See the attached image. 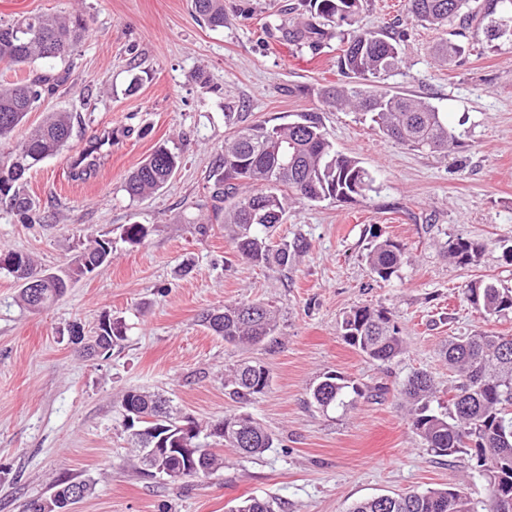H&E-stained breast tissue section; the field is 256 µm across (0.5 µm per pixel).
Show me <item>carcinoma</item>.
<instances>
[{
	"instance_id": "obj_1",
	"label": "carcinoma",
	"mask_w": 512,
	"mask_h": 512,
	"mask_svg": "<svg viewBox=\"0 0 512 512\" xmlns=\"http://www.w3.org/2000/svg\"><path fill=\"white\" fill-rule=\"evenodd\" d=\"M306 14L286 18L277 26L283 40L319 52L332 38L340 41L337 66L349 82L319 91L327 110L347 108L369 118L373 129L383 136L416 150L446 153L458 146L460 135L448 127L442 113L416 95L391 94L374 85L377 80L401 69L400 34L387 28L362 29L355 26L363 0H302ZM470 0H407L409 19L433 28L456 18L470 20ZM195 12L211 27L224 26V0H192ZM500 15L486 28L491 40L502 38L512 15V0H488L485 16ZM348 29H343V26ZM85 32L81 16L30 14L0 24V63L31 68L32 76L22 83L0 85V142L41 102L43 95L64 84L70 76L69 61ZM463 46L448 40L436 45L434 55L452 64ZM47 62L64 64L61 71H40ZM72 135L68 112H51L21 144L0 156V203L9 207L25 224L42 221L33 200L24 192V176L32 167L63 150ZM180 154L157 147L128 177L124 191L130 198H142L159 191L180 165ZM213 216L224 224L235 258L254 265L288 267L308 248L303 237L273 241L272 231L283 222L288 208L298 203L325 200L350 202L374 190L376 178L352 155L336 151L324 130L320 113L303 112L299 119L282 124L254 123L237 128L224 143V151L212 164ZM148 228L137 222L126 224L121 239L131 245L143 243ZM484 246L465 238L447 243L446 253L459 265L475 262ZM17 268L37 271L33 259L20 252ZM112 260V241L101 234L82 248L63 270L48 277L45 300L34 301L28 288L21 287L20 299L38 312L63 296L72 283ZM410 261L404 245L373 234L365 254L374 280L387 282ZM15 268V269H17ZM15 269L0 265L20 282ZM467 300L485 318L512 312V287L494 281L468 285ZM201 322L224 342L254 346L274 340L279 327L277 310L260 300L243 299L224 308L202 314ZM343 339L371 361L386 362L406 351V342L383 307L358 306L345 313L341 323ZM71 343L82 356L109 354L125 340L124 325L105 314L93 342L85 341L80 326L70 331ZM441 356L453 373L448 400L437 396L433 380L425 372L411 374L401 389L411 404L408 425L426 447L438 456L463 457L468 474L486 482L485 501L474 502L464 484L428 488L421 492L382 495L357 501L347 512H512V336L477 330L468 336L448 340ZM269 369L244 360L228 375L224 388L231 399L247 403L269 388ZM310 402L322 410L345 409L353 405L362 390L354 382L328 372L310 389ZM128 398L133 427L129 432L132 451L142 462L141 449L175 446L182 426L194 429L192 443L199 448L188 472L171 480L205 477L224 466V459L209 445L199 442L200 429L194 421L179 415L170 400L155 393L132 390ZM209 435L222 446L243 457L263 454L276 438L250 413L226 415L210 425ZM71 487L85 498L92 490L90 480L60 478L49 498L55 503ZM273 499L247 497L230 512H278Z\"/></svg>"
}]
</instances>
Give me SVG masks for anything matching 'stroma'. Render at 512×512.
I'll use <instances>...</instances> for the list:
<instances>
[{
  "label": "stroma",
  "mask_w": 512,
  "mask_h": 512,
  "mask_svg": "<svg viewBox=\"0 0 512 512\" xmlns=\"http://www.w3.org/2000/svg\"><path fill=\"white\" fill-rule=\"evenodd\" d=\"M298 3L224 0V25L214 29L190 0H0V23L75 11L86 23L68 83L13 133L24 140L50 112L73 118L68 148L25 177L47 220L23 224L0 207V252L28 254L54 272L98 235L113 246L111 264L39 313L0 274V512H25L66 474L94 483L74 512H228L249 496L277 498L280 512H346L360 499L463 481L472 498H484V481L466 480L462 459L434 455L412 432L399 392L415 370L447 391L451 374L439 349L449 337L477 329L512 335V314L484 318L464 295L481 279L512 286L502 249L512 243V37L487 39L484 0L458 32L404 20L405 0H364L358 26L396 21L405 33V65L384 87L425 97L462 131V144L432 155L382 137L358 113H324L336 149L362 162L375 189L353 202L293 206L274 237L301 235L310 247L288 269L268 268L234 257L212 216L207 175L236 127L293 121L319 107L322 87L342 82L336 42L313 54L280 38L283 10ZM454 35L464 53L439 64L434 47ZM103 130L112 141L97 169L73 179L75 149ZM161 144L177 148L176 174L155 195L130 200L127 178ZM135 221L149 229L140 245L120 238ZM377 234L411 255L386 283L375 282L364 260ZM458 237L484 244L477 262L461 266L444 254ZM244 298L278 308L275 341L243 350L201 325L202 313ZM361 305L392 312L403 355L373 362L344 341L342 317ZM105 314L122 320L125 340L110 355L80 356L71 325L90 336ZM246 356L272 381L241 405L226 395L224 378ZM328 372L363 389L354 408L310 404V387ZM134 389L169 397L202 426L247 411L277 443L256 457L225 450L224 469L206 477L172 483L140 475L119 414Z\"/></svg>",
  "instance_id": "stroma-1"
}]
</instances>
